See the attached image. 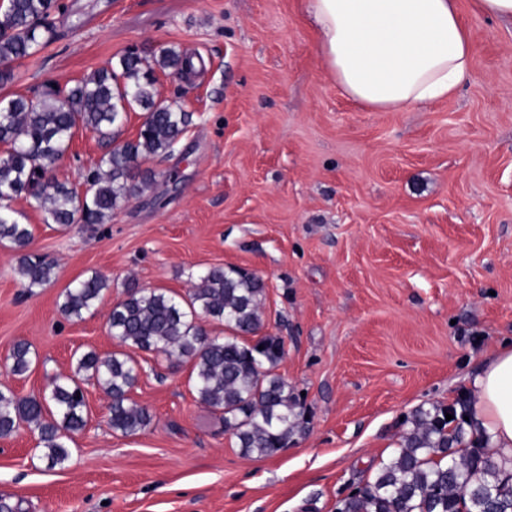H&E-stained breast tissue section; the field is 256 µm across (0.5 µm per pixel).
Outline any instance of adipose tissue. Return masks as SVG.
Here are the masks:
<instances>
[{"mask_svg": "<svg viewBox=\"0 0 512 512\" xmlns=\"http://www.w3.org/2000/svg\"><path fill=\"white\" fill-rule=\"evenodd\" d=\"M317 50L337 88L377 112L453 96L473 68V37L457 0H308ZM474 418L490 455L512 460V344L475 377Z\"/></svg>", "mask_w": 512, "mask_h": 512, "instance_id": "obj_1", "label": "adipose tissue"}]
</instances>
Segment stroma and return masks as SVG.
Masks as SVG:
<instances>
[{
  "label": "stroma",
  "instance_id": "obj_1",
  "mask_svg": "<svg viewBox=\"0 0 512 512\" xmlns=\"http://www.w3.org/2000/svg\"><path fill=\"white\" fill-rule=\"evenodd\" d=\"M63 2L53 42L16 60L0 94L70 87L131 48L174 47L198 66L157 71V97L193 122L171 156L143 161L155 185L105 223L63 230L31 198L12 201L31 251L58 266L26 290L0 246V383L37 396L80 353L122 352L139 364L130 398L153 420L113 432L87 382L64 468L46 469L28 427L0 439V500L18 512H336L393 454L403 417L453 404L512 338V23L458 0L478 41L469 79L448 100L375 112L329 76L306 0ZM111 147L77 131L57 177L82 186ZM213 266L263 278L264 330L287 350L277 372L304 394L305 433L267 459L244 456L197 400L190 362L108 329L128 281L183 297ZM94 272L108 290L66 319L65 288ZM20 341L35 361L15 376Z\"/></svg>",
  "mask_w": 512,
  "mask_h": 512
}]
</instances>
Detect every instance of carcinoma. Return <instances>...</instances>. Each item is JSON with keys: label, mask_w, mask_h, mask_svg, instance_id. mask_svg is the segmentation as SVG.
I'll list each match as a JSON object with an SVG mask.
<instances>
[{"label": "carcinoma", "mask_w": 512, "mask_h": 512, "mask_svg": "<svg viewBox=\"0 0 512 512\" xmlns=\"http://www.w3.org/2000/svg\"><path fill=\"white\" fill-rule=\"evenodd\" d=\"M62 12L60 0H4L1 84L12 79L14 61L50 44L55 30L48 19ZM157 67L182 77L194 70V63L174 47L157 53L130 49L117 65L72 87L51 84L32 97H0V145L6 146L0 153V244L20 252L15 273L25 288L50 284L57 264L29 251L32 230L14 216L13 199L33 198L63 229L102 224L135 191L155 183L154 171L140 169V161L171 154L192 124L193 113L157 100ZM135 109L144 112L136 138L117 141L118 129ZM80 128L112 140V149L86 176L82 194L54 174ZM108 287L98 273L73 281L64 291L60 312L82 319ZM265 295V283L256 274L212 267L196 277L182 300L162 289L129 284L108 318L120 343L192 362L198 400L222 411L224 427L242 454L257 459L275 456L307 424L301 395L276 373L286 355L284 339L262 333ZM204 318L224 322L229 335L210 337L201 324ZM9 360L11 374L26 373L33 362L30 345L17 343ZM81 374L95 380L110 399L113 431L134 435L151 424L148 409L130 401L138 379L135 361L123 353L89 351L77 357L76 376L54 378L39 397H20L0 384V438L12 436L24 422L38 433L46 468L62 466L70 456L69 442L87 423ZM448 413L453 415L449 422ZM471 414L466 396L448 407L419 406L405 420L394 454L337 512H512V467L484 452L483 433Z\"/></svg>", "instance_id": "carcinoma-1"}]
</instances>
